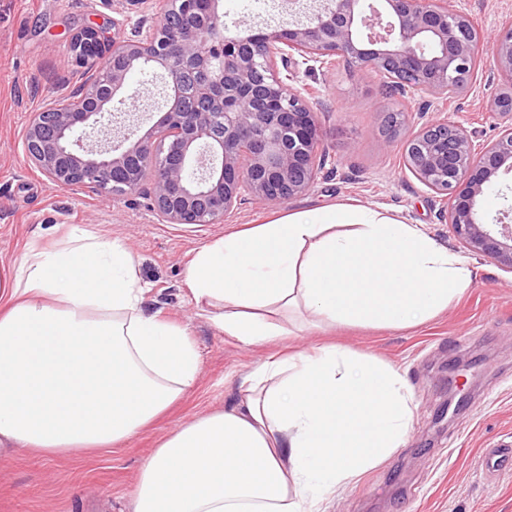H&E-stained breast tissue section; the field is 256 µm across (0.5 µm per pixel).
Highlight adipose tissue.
<instances>
[{
    "label": "adipose tissue",
    "instance_id": "adipose-tissue-1",
    "mask_svg": "<svg viewBox=\"0 0 512 512\" xmlns=\"http://www.w3.org/2000/svg\"><path fill=\"white\" fill-rule=\"evenodd\" d=\"M470 267L420 226L345 204L287 212L202 246L185 271L201 310L245 346L282 319L393 328L445 310ZM147 283L121 240L72 227L31 247L0 292V462L112 448L198 380L187 327L146 314ZM412 415L392 365L336 346L273 356L224 410L168 432L131 512H322L405 441Z\"/></svg>",
    "mask_w": 512,
    "mask_h": 512
}]
</instances>
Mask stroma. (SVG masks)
<instances>
[{"label": "stroma", "instance_id": "obj_1", "mask_svg": "<svg viewBox=\"0 0 512 512\" xmlns=\"http://www.w3.org/2000/svg\"><path fill=\"white\" fill-rule=\"evenodd\" d=\"M281 0H221L224 34L245 36L287 26ZM165 0H0V286L10 285L29 245L48 246L74 225L128 244L150 289L144 309L189 327L201 364L196 386L155 425L123 446L92 455L51 458L25 448L0 463V512H129L141 465L165 433L233 400L256 362L333 343L388 362L414 395L406 443L327 503V512H512V470L491 474L484 449L512 447V271L468 252L440 223L434 193L405 169V137L425 118L424 94L386 96L376 75L339 58L300 65L328 154L327 176L281 205L248 200L220 224L163 223L146 190L107 198L62 188L29 163L23 134L31 113L78 84L81 67L68 59L71 36L89 25H115L130 36L144 18L160 19ZM488 34L512 21V0H455ZM504 88L493 63L448 96V115L485 144L498 133L490 113ZM399 115L390 140L385 115ZM352 204L416 224L469 262V286L437 317L404 329L303 325L278 346L246 348L217 330L195 305L185 269L195 250L215 238L282 213Z\"/></svg>", "mask_w": 512, "mask_h": 512}]
</instances>
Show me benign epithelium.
<instances>
[{
    "label": "benign epithelium",
    "instance_id": "7a95c632",
    "mask_svg": "<svg viewBox=\"0 0 512 512\" xmlns=\"http://www.w3.org/2000/svg\"><path fill=\"white\" fill-rule=\"evenodd\" d=\"M70 48L82 81L31 113L28 160L60 187L106 196L147 180L156 214L182 225L222 224L246 195L279 205L315 184L327 158L316 112L287 84L298 59L346 57L384 83L396 78L394 96L446 100L450 82L490 53L509 86L490 108L498 137L478 147L438 115L408 136L405 165L447 201L441 218L468 251L512 270V215L493 231L475 213L493 178L512 172V27L486 38L451 0H325L302 24L226 40L219 0H169L157 25L123 39L87 27ZM145 66L162 71L157 145L137 135L142 98L128 83Z\"/></svg>",
    "mask_w": 512,
    "mask_h": 512
}]
</instances>
